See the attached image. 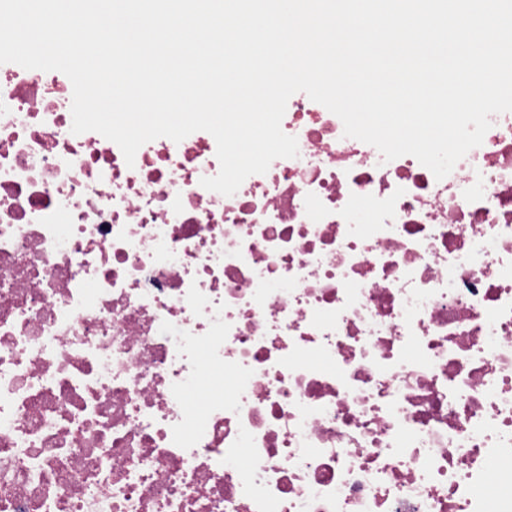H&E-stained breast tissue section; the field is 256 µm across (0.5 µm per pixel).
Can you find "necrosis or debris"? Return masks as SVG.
<instances>
[{"label":"necrosis or debris","mask_w":512,"mask_h":512,"mask_svg":"<svg viewBox=\"0 0 512 512\" xmlns=\"http://www.w3.org/2000/svg\"><path fill=\"white\" fill-rule=\"evenodd\" d=\"M68 83L0 64V512H512V112L439 180L298 92L224 196Z\"/></svg>","instance_id":"1"}]
</instances>
